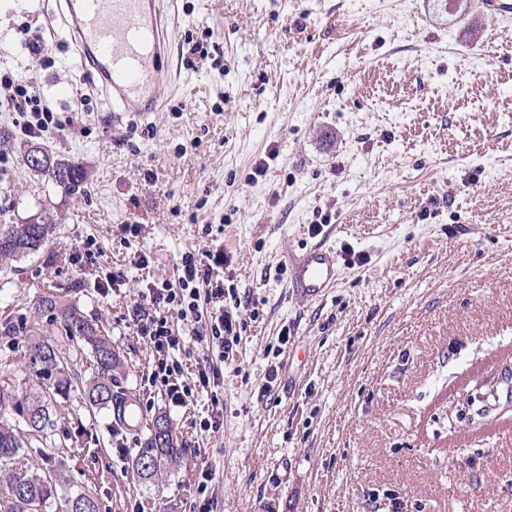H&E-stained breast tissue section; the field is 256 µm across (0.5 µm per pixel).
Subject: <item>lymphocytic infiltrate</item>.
I'll list each match as a JSON object with an SVG mask.
<instances>
[{"label": "lymphocytic infiltrate", "instance_id": "1", "mask_svg": "<svg viewBox=\"0 0 512 512\" xmlns=\"http://www.w3.org/2000/svg\"><path fill=\"white\" fill-rule=\"evenodd\" d=\"M0 98L19 112L22 118L20 129L25 136L42 135L58 124L26 76L9 71L1 74ZM223 266V253L185 252L179 263L177 285L150 284L142 295L150 311L139 318V332L149 339L158 356L151 378L163 388L172 405H187L197 391L218 387L221 372L207 364L199 369L196 386L179 384L182 365L176 354L184 339L173 330L170 313H178L181 319L193 322L195 335L217 348L220 354L233 352L237 345L238 333L233 317L224 311V277L220 273Z\"/></svg>", "mask_w": 512, "mask_h": 512}]
</instances>
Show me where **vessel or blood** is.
Returning a JSON list of instances; mask_svg holds the SVG:
<instances>
[{
  "instance_id": "b4317fda",
  "label": "vessel or blood",
  "mask_w": 512,
  "mask_h": 512,
  "mask_svg": "<svg viewBox=\"0 0 512 512\" xmlns=\"http://www.w3.org/2000/svg\"><path fill=\"white\" fill-rule=\"evenodd\" d=\"M61 20L78 64L93 63L94 90L112 109L146 121L170 93L162 58L170 49L165 0H66ZM474 10L497 20L512 17V0H472ZM288 285L300 303L323 300L340 276L334 248L318 243L287 253Z\"/></svg>"
}]
</instances>
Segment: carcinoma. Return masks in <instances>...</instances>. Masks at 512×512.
Listing matches in <instances>:
<instances>
[{
    "label": "carcinoma",
    "instance_id": "1",
    "mask_svg": "<svg viewBox=\"0 0 512 512\" xmlns=\"http://www.w3.org/2000/svg\"><path fill=\"white\" fill-rule=\"evenodd\" d=\"M48 158L55 166L30 167V170L66 193H77L83 182V171L75 163ZM50 214L41 212L19 224L0 229V262L9 263L39 252L54 232ZM33 322L44 316L59 321L65 336L80 338L91 353L94 372L87 380L80 379L71 368L70 359L63 355L58 341L47 335H33L28 344V359L34 369L35 382L27 386L0 385V512H49L58 490L64 488L65 461L43 473L29 474L16 466L23 443L15 426L23 423L22 416L31 413L39 418L33 436L47 442L54 436V419L58 399L66 397L77 383L91 409L115 416L125 399L135 398L133 389L118 384L116 373L123 366L119 351L95 319L78 306L49 293L29 308ZM164 421L166 430L157 434L154 426ZM147 433L141 448L132 457V470L146 486H159V477L178 468L185 455L176 431L160 414L146 424ZM67 512H98L97 498L91 489L70 491L65 497Z\"/></svg>",
    "mask_w": 512,
    "mask_h": 512
}]
</instances>
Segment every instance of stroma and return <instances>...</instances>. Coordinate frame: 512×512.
Listing matches in <instances>:
<instances>
[{"label": "stroma", "mask_w": 512, "mask_h": 512, "mask_svg": "<svg viewBox=\"0 0 512 512\" xmlns=\"http://www.w3.org/2000/svg\"><path fill=\"white\" fill-rule=\"evenodd\" d=\"M167 2L174 89L143 123L117 121L91 91L55 35L53 0H0V67L31 76L60 120L81 119L31 139L0 108L15 136L0 211L19 223L46 208L57 222L44 251L0 270V323L14 327L0 382L28 378V307L55 283L186 449L159 487L140 484L136 435L75 391L55 447L25 449L24 464L66 459L70 486L95 482L99 512H193L203 494L213 512H512V20L468 0L444 28L420 0ZM25 22L52 65L24 49ZM34 143L79 162L84 191L31 173ZM90 239L99 253L82 272ZM321 241L341 280L298 303L285 255ZM219 247L239 342L222 359L193 338L180 355V383L206 361L223 374L222 423L204 432L209 395L169 403L136 318L148 283L176 282L182 253Z\"/></svg>", "instance_id": "stroma-1"}]
</instances>
